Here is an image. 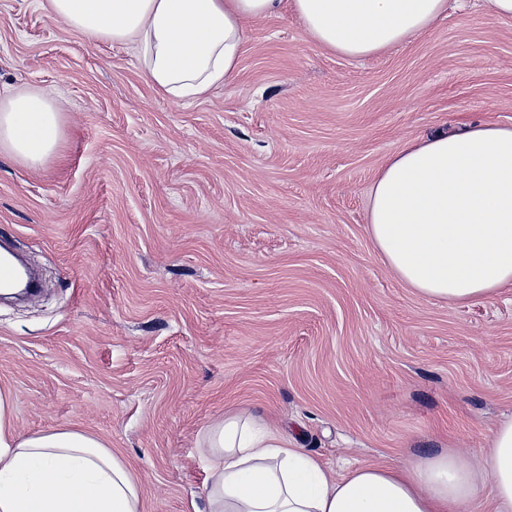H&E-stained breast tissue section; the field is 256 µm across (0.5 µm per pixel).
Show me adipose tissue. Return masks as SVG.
<instances>
[{
	"label": "adipose tissue",
	"instance_id": "obj_1",
	"mask_svg": "<svg viewBox=\"0 0 512 512\" xmlns=\"http://www.w3.org/2000/svg\"><path fill=\"white\" fill-rule=\"evenodd\" d=\"M90 41L133 46L154 90L195 100L238 67L246 26L290 10L324 48L347 58L404 44L442 19L448 0H43ZM64 111L47 89L0 95V152L32 168L55 158ZM369 235L406 287L435 303L491 299L512 286V127L469 123L406 142L370 189ZM208 512H468L481 474L452 450L403 466L331 473L277 426L243 414L212 423ZM496 512H512V416L490 441ZM0 512H142L140 482L98 438L56 428L25 436L0 391Z\"/></svg>",
	"mask_w": 512,
	"mask_h": 512
}]
</instances>
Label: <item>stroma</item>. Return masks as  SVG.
<instances>
[{
    "instance_id": "1",
    "label": "stroma",
    "mask_w": 512,
    "mask_h": 512,
    "mask_svg": "<svg viewBox=\"0 0 512 512\" xmlns=\"http://www.w3.org/2000/svg\"><path fill=\"white\" fill-rule=\"evenodd\" d=\"M66 108L59 159L0 154V240L43 272L0 303V390L20 434L101 438L143 512H203L207 426L244 410L334 472L486 453L512 415V288L448 306L405 287L368 233L403 143L512 125V19L448 4L432 29L350 59L284 12L249 24L236 73L173 102L128 45L40 0H0V86Z\"/></svg>"
}]
</instances>
